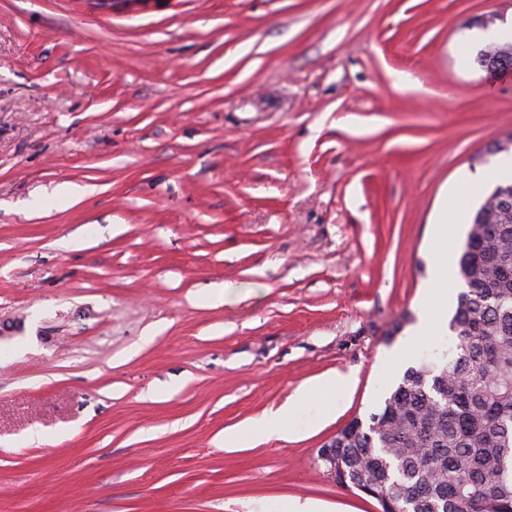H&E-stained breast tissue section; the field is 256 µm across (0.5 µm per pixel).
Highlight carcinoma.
<instances>
[{"mask_svg": "<svg viewBox=\"0 0 512 512\" xmlns=\"http://www.w3.org/2000/svg\"><path fill=\"white\" fill-rule=\"evenodd\" d=\"M490 192L458 261L457 356L408 368L368 421L329 444L387 512H512V209Z\"/></svg>", "mask_w": 512, "mask_h": 512, "instance_id": "obj_1", "label": "carcinoma"}]
</instances>
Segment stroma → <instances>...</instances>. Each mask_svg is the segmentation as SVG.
I'll return each instance as SVG.
<instances>
[{
    "mask_svg": "<svg viewBox=\"0 0 512 512\" xmlns=\"http://www.w3.org/2000/svg\"><path fill=\"white\" fill-rule=\"evenodd\" d=\"M494 13L0 0V512H380L317 450L402 346L456 356L421 295L446 188L512 133ZM304 385L290 437L246 433Z\"/></svg>",
    "mask_w": 512,
    "mask_h": 512,
    "instance_id": "1",
    "label": "stroma"
}]
</instances>
